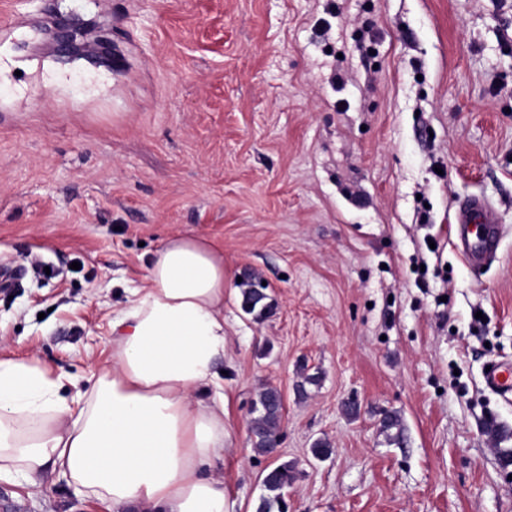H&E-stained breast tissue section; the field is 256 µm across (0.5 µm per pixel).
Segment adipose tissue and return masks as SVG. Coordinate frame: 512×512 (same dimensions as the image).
Listing matches in <instances>:
<instances>
[{"instance_id": "ef3b65f1", "label": "adipose tissue", "mask_w": 512, "mask_h": 512, "mask_svg": "<svg viewBox=\"0 0 512 512\" xmlns=\"http://www.w3.org/2000/svg\"><path fill=\"white\" fill-rule=\"evenodd\" d=\"M112 361L64 395L65 375L0 360V475L69 477L112 512H235L207 467L224 458V251L179 234L112 322ZM209 403L196 401L198 392Z\"/></svg>"}]
</instances>
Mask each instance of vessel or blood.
I'll use <instances>...</instances> for the list:
<instances>
[{"label":"vessel or blood","mask_w":512,"mask_h":512,"mask_svg":"<svg viewBox=\"0 0 512 512\" xmlns=\"http://www.w3.org/2000/svg\"><path fill=\"white\" fill-rule=\"evenodd\" d=\"M456 232L461 252L472 263L483 262L495 256L501 234L493 207L484 199L466 200L456 216ZM484 383L492 391L512 393V365L496 364L484 373Z\"/></svg>","instance_id":"obj_1"}]
</instances>
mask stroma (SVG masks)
Segmentation results:
<instances>
[{
	"label": "stroma",
	"mask_w": 512,
	"mask_h": 512,
	"mask_svg": "<svg viewBox=\"0 0 512 512\" xmlns=\"http://www.w3.org/2000/svg\"><path fill=\"white\" fill-rule=\"evenodd\" d=\"M472 196L503 227L487 265L457 247ZM174 233L224 250L214 473L235 512L277 460L290 512H512V395L482 378L512 364V0H0V267L22 274L0 359L79 378L111 361L112 320ZM266 386L274 459L248 433ZM2 490L23 512H109L55 475ZM254 278H249L241 283L242 288V310L255 319L264 318L271 311V304L265 302L267 295L262 291L264 288H254ZM282 396L277 388L263 389L253 402L249 421V434L252 449L258 455H270L272 448L276 453L280 445V424L282 418ZM278 433V434H277Z\"/></svg>",
	"instance_id": "obj_1"
}]
</instances>
